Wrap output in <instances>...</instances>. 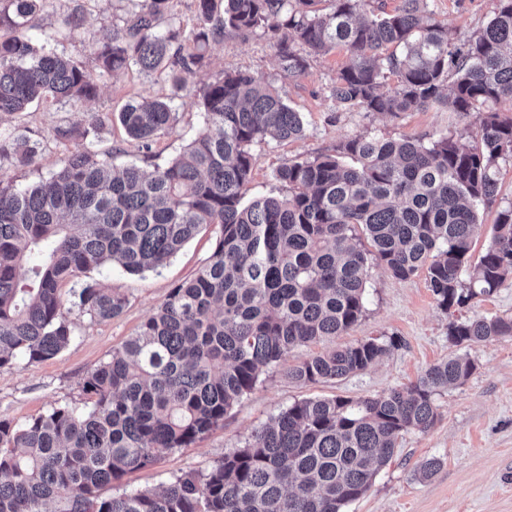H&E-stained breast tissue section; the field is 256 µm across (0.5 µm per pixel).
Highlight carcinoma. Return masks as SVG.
Wrapping results in <instances>:
<instances>
[{"label":"carcinoma","instance_id":"1","mask_svg":"<svg viewBox=\"0 0 512 512\" xmlns=\"http://www.w3.org/2000/svg\"><path fill=\"white\" fill-rule=\"evenodd\" d=\"M0 8V116L35 102L76 106L96 96L93 75L38 44L46 0ZM171 0L138 11L100 48L99 68L135 67L182 84L205 65L209 43L258 32L273 40L283 76L341 46L349 62L328 91L338 109L399 116L444 106L479 117L464 135L393 139L356 134L330 150L281 165L288 193L245 200L256 143L304 136L301 113L280 89L242 70L216 74L200 92L203 127L182 152L147 173L111 166L95 152L69 154L45 183L0 182V369L54 358L72 335L60 293L103 322L124 295L82 280L111 264L130 274L164 266L215 227L196 275L170 291L137 334L83 379L89 409L60 405L18 425L0 419V512H344L393 457L399 438L437 417L435 396L462 384L474 363L457 354L410 386L358 401L306 399L273 416L242 448L206 473L185 472L159 490L99 489L185 448L272 366L293 383L340 380L389 350L370 339L290 364L299 346L339 336L365 311L370 263L405 280L420 272L442 310L489 296L512 277V201L472 261L479 206L498 196L499 161L512 160V0H497L486 26L461 39L437 19L433 0H196L203 25L171 29ZM71 37L83 14L62 18ZM172 101L127 103L119 121L150 150L173 129ZM21 165L39 143L0 132V152ZM38 257L28 274L21 268ZM453 344L512 336V317L451 324Z\"/></svg>","mask_w":512,"mask_h":512}]
</instances>
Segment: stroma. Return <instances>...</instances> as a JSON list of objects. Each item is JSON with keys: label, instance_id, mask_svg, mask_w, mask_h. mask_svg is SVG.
Wrapping results in <instances>:
<instances>
[{"label": "stroma", "instance_id": "stroma-1", "mask_svg": "<svg viewBox=\"0 0 512 512\" xmlns=\"http://www.w3.org/2000/svg\"><path fill=\"white\" fill-rule=\"evenodd\" d=\"M434 3L438 19L462 38L485 25L496 6V0ZM76 8L84 11V30L77 37H63L61 18ZM135 8L136 0H47L36 38L47 48L65 50L95 75L99 91L94 99L75 107L39 103L27 111L0 117V130L24 133L41 144L33 166L18 165L6 154L0 156V182L23 188L48 178L78 146L112 154L115 164L133 162L152 171L195 138L202 126L200 90L224 69L250 71L280 88L289 105L302 113L306 127L303 138L253 145L255 163L246 194L250 200L286 194V187L274 179L277 168L288 160L327 151L350 136L362 133L428 140L475 123L474 118H459L443 107L406 112L396 118L335 109L327 88L349 61L346 50L335 48L311 57L306 71L288 80L281 76L272 41L260 33L245 40L210 43L206 66L187 74L180 90L134 69L112 75L101 73L97 55L102 43L113 26L122 25ZM146 95L173 98L176 108L173 133L161 138L151 150L142 149L128 138L117 122L89 133L77 143H61L54 138L56 126L87 129L93 115L119 113L128 102ZM215 240L214 228L201 231L156 272L132 275L109 265L88 271L87 280L127 297L124 313L97 322L71 311L68 318L73 335L53 359L0 370V419L23 424L57 405L85 409L86 399L81 392L85 375L134 336L172 288L192 278L206 264ZM366 293L365 312L347 333L312 347L297 348L288 361L293 364L312 352L371 338L391 341L386 355L360 373L327 383L299 385L288 381L282 367L269 368L254 390L225 414L223 425L151 466L128 473L121 483L102 487L100 496L109 498L126 489H156L184 472H207L226 453L243 447L272 415L296 401L335 396L357 400L414 383L427 367L458 353V346L448 336L452 322L512 317V278L489 297L445 311L424 274L399 280L375 265L370 269ZM466 351L475 369L462 385L436 395L438 420L434 427L403 434L391 461L346 512H512V337L472 344ZM429 458L440 459V468L430 479H416V467Z\"/></svg>", "mask_w": 512, "mask_h": 512}]
</instances>
